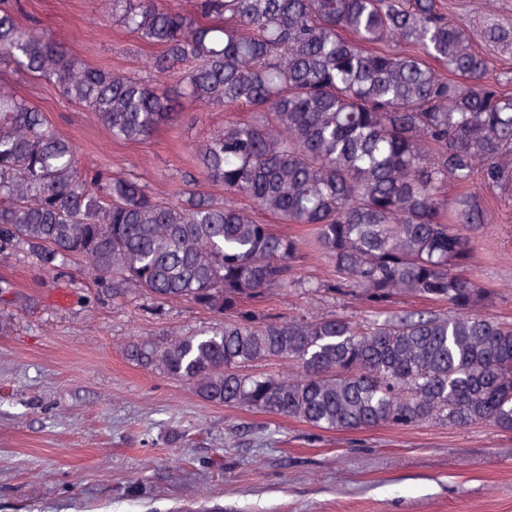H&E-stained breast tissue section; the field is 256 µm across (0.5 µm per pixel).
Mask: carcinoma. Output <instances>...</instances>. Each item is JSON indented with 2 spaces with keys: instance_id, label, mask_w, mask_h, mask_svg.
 Returning <instances> with one entry per match:
<instances>
[{
  "instance_id": "1",
  "label": "carcinoma",
  "mask_w": 512,
  "mask_h": 512,
  "mask_svg": "<svg viewBox=\"0 0 512 512\" xmlns=\"http://www.w3.org/2000/svg\"><path fill=\"white\" fill-rule=\"evenodd\" d=\"M495 2L482 0L475 35L448 0H87L157 48L139 76L86 63L0 0V253L47 274L83 259L114 301L222 318L124 347L130 364L208 403L337 432L431 421L511 433L512 322L454 273L489 208L448 197V183L476 179L512 191V63L495 57L512 55V24ZM17 75L87 108L116 141H147L194 105L231 116L168 194L83 164ZM265 215L306 228L334 268L336 281L310 290L364 301L372 318L270 313L307 251ZM407 298L447 309L397 307ZM274 362L299 373L253 372Z\"/></svg>"
}]
</instances>
